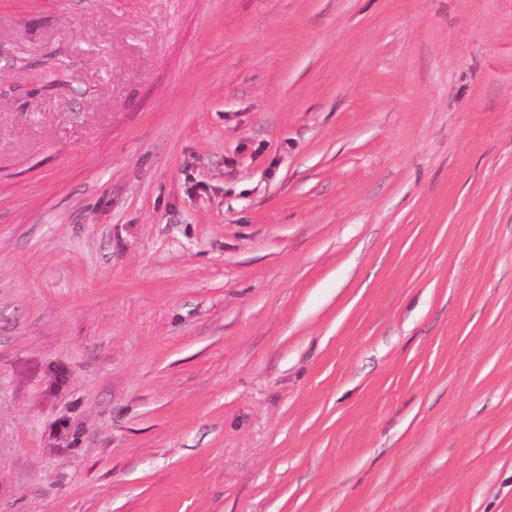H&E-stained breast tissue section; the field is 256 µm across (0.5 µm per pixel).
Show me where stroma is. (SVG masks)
<instances>
[{
    "label": "stroma",
    "instance_id": "obj_1",
    "mask_svg": "<svg viewBox=\"0 0 512 512\" xmlns=\"http://www.w3.org/2000/svg\"><path fill=\"white\" fill-rule=\"evenodd\" d=\"M0 512H512V0H0Z\"/></svg>",
    "mask_w": 512,
    "mask_h": 512
}]
</instances>
